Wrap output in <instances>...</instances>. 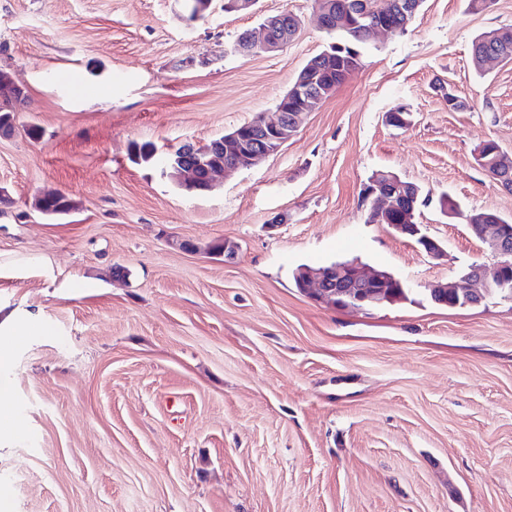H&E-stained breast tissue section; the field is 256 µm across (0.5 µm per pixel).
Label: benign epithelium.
I'll list each match as a JSON object with an SVG mask.
<instances>
[{
  "mask_svg": "<svg viewBox=\"0 0 512 512\" xmlns=\"http://www.w3.org/2000/svg\"><path fill=\"white\" fill-rule=\"evenodd\" d=\"M331 0H319L316 14L323 31L330 33L334 29ZM301 21L290 20L286 14L268 15L260 24L259 30L248 31L239 41L234 52L248 56L256 53L275 52L292 40ZM333 94V88L320 79L316 63L306 66V77L298 80L288 89L282 98V106L275 109L273 117L260 113L246 125L224 136V176L249 169L265 158L276 153L297 132L303 116L317 110ZM209 145L198 146L184 143L171 151L172 155L192 156L196 166L203 164L201 154ZM479 166L488 171L509 174L512 172V157L503 153L498 146L480 145L476 150ZM365 198L371 200L370 222L385 224L402 236L412 237L417 245L434 260L445 255L440 241L422 232V225L410 223L409 213L404 209L405 185L393 172L380 170L375 172L364 188ZM403 215L404 223L397 224L394 219ZM478 236L484 240L497 258L492 274L480 263H473L469 272L462 278L439 281L430 286L431 294L445 299L448 290L463 291V301L467 306L475 305L473 298L482 297L492 288H509L512 285L504 279L506 268L512 266V241L505 234L506 222L499 213L488 214L482 223L472 225ZM304 288L319 301H336L335 307H342L337 298L345 296L352 300L348 308L362 310L367 304L380 305L382 301L367 296L364 289L373 288L386 281L387 276L377 269H368L358 259L336 263L330 268L306 267L300 269Z\"/></svg>",
  "mask_w": 512,
  "mask_h": 512,
  "instance_id": "1",
  "label": "benign epithelium"
}]
</instances>
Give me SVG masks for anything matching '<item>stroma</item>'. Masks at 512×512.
<instances>
[{
	"label": "stroma",
	"instance_id": "1",
	"mask_svg": "<svg viewBox=\"0 0 512 512\" xmlns=\"http://www.w3.org/2000/svg\"><path fill=\"white\" fill-rule=\"evenodd\" d=\"M281 11L294 41L234 53ZM499 27L512 0H424L277 153L193 195L134 146L273 113L326 44L313 0H208L195 21L185 0H0V67L26 92L0 136V512H512V301L428 298L495 263L441 193L512 218L475 160L489 140L512 154V62L471 63ZM397 106L407 128L385 121ZM380 169L430 194L417 221L446 257L369 223ZM47 190L74 212L37 213ZM354 257L408 300L296 289L299 266Z\"/></svg>",
	"mask_w": 512,
	"mask_h": 512
}]
</instances>
